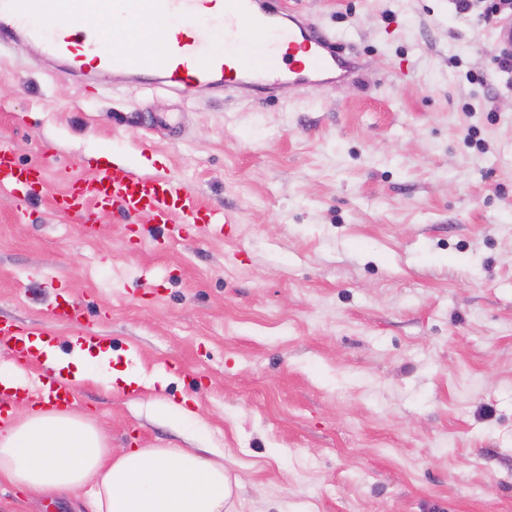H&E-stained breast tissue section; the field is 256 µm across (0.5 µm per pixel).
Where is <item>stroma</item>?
<instances>
[{
    "label": "stroma",
    "mask_w": 512,
    "mask_h": 512,
    "mask_svg": "<svg viewBox=\"0 0 512 512\" xmlns=\"http://www.w3.org/2000/svg\"><path fill=\"white\" fill-rule=\"evenodd\" d=\"M358 56L276 98L100 80L0 47V141L57 158L0 188V319L103 337L144 383L77 382L113 449L215 448L236 512H512V72L455 0H278ZM121 162L231 214L155 250L145 218L60 213ZM84 310L53 320L59 295ZM166 374V390L147 380ZM192 400L195 418L166 402ZM79 489L0 512H85Z\"/></svg>",
    "instance_id": "obj_1"
}]
</instances>
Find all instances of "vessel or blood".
<instances>
[{
  "label": "vessel or blood",
  "instance_id": "vessel-or-blood-1",
  "mask_svg": "<svg viewBox=\"0 0 512 512\" xmlns=\"http://www.w3.org/2000/svg\"><path fill=\"white\" fill-rule=\"evenodd\" d=\"M78 0L75 12L47 17L45 0H0V44L18 33L39 41L64 71L81 73L87 61L98 72L159 82L184 90L199 85L234 93L275 96L333 74L351 79L356 57L335 37L309 23L304 15L272 6L270 0ZM139 23L143 45L132 52L100 49L94 39L103 17ZM179 28L190 38L176 37ZM51 154L29 164L16 161L0 142V187L29 194L44 184ZM111 207L123 216L183 230L188 224H214L218 218L196 202L188 189L170 178L144 177L123 164L97 169L90 177L72 178L54 199L56 209L79 212L88 206ZM31 334L0 321V348L20 360H33Z\"/></svg>",
  "mask_w": 512,
  "mask_h": 512
}]
</instances>
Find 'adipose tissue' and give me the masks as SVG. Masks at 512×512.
<instances>
[{"label":"adipose tissue","instance_id":"1","mask_svg":"<svg viewBox=\"0 0 512 512\" xmlns=\"http://www.w3.org/2000/svg\"><path fill=\"white\" fill-rule=\"evenodd\" d=\"M47 367L77 382L95 368L106 383L140 385L118 374L111 349L71 340L69 354L36 341ZM0 475L23 497L91 487L92 512H230L233 483L223 462L192 448H133L113 453L94 422L49 399L21 403L0 418Z\"/></svg>","mask_w":512,"mask_h":512}]
</instances>
